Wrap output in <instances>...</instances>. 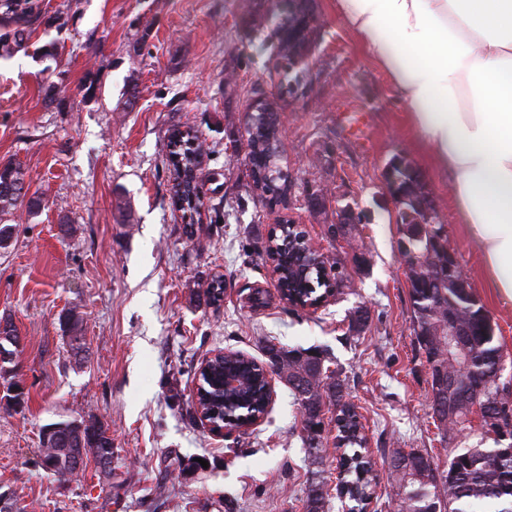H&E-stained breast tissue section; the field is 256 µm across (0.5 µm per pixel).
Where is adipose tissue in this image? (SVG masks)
Returning a JSON list of instances; mask_svg holds the SVG:
<instances>
[{"label":"adipose tissue","instance_id":"1","mask_svg":"<svg viewBox=\"0 0 512 512\" xmlns=\"http://www.w3.org/2000/svg\"><path fill=\"white\" fill-rule=\"evenodd\" d=\"M361 35L512 303V0H335Z\"/></svg>","mask_w":512,"mask_h":512}]
</instances>
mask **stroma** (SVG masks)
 I'll use <instances>...</instances> for the list:
<instances>
[{
    "mask_svg": "<svg viewBox=\"0 0 512 512\" xmlns=\"http://www.w3.org/2000/svg\"><path fill=\"white\" fill-rule=\"evenodd\" d=\"M23 47L0 56V162L26 172L37 213L19 206L0 249V316L22 344L0 367V391L24 388L22 412L0 401V493L26 512H304L323 478L328 512L340 453L326 434L308 460L298 406L276 381L274 408L248 435L224 438L191 416L201 362L220 350L258 358L266 340L329 353L362 418L377 463L374 512H391L384 457L416 450L443 463L469 442L443 438L431 418L425 355L416 339L400 249L398 210L385 170L404 159L445 228L448 248L487 310L512 379V305L496 301L447 179L418 141L390 78L335 0H307L315 18L303 58L277 52L286 8L267 0H39ZM57 66L64 99L48 103L43 70ZM280 115L291 187L271 205L233 153L250 106ZM360 112L355 138L340 115ZM193 130L203 144V187L192 224L174 203L167 143ZM322 195L319 210L308 198ZM359 220L331 231L342 210ZM292 217L334 258L341 278L317 312L279 299L263 249ZM365 254L357 265L356 254ZM224 281L217 306L202 290ZM366 308L359 330L351 319ZM84 320L89 357L75 363L60 314ZM94 419L112 430V476L95 460L61 479L42 466L43 426Z\"/></svg>",
    "mask_w": 512,
    "mask_h": 512,
    "instance_id": "35a3bbf8",
    "label": "stroma"
}]
</instances>
